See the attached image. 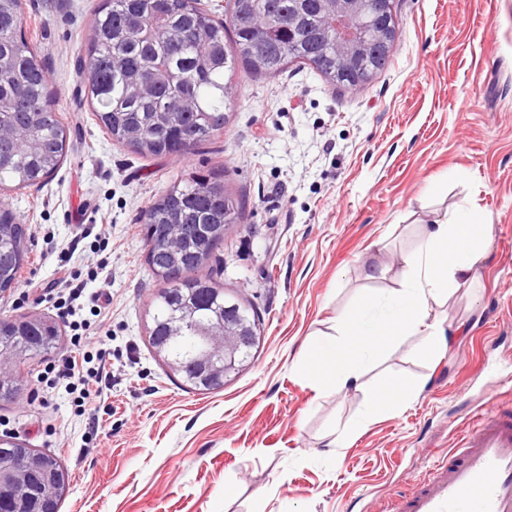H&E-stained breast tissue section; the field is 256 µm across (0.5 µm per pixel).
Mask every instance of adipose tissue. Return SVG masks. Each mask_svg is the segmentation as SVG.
<instances>
[{
  "label": "adipose tissue",
  "mask_w": 512,
  "mask_h": 512,
  "mask_svg": "<svg viewBox=\"0 0 512 512\" xmlns=\"http://www.w3.org/2000/svg\"><path fill=\"white\" fill-rule=\"evenodd\" d=\"M492 233V225L472 206L434 219L402 257L396 288L366 293L353 311L336 317L333 338L305 345L301 364L312 384L321 391L359 387L378 355L404 336L422 337L424 357L449 353L454 337L431 319L430 307L447 300L469 278ZM422 389L413 380L380 377L365 392L360 419L336 428L337 438L356 435L365 424L415 400Z\"/></svg>",
  "instance_id": "adipose-tissue-1"
}]
</instances>
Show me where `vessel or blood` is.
<instances>
[{"label": "vessel or blood", "instance_id": "vessel-or-blood-1", "mask_svg": "<svg viewBox=\"0 0 512 512\" xmlns=\"http://www.w3.org/2000/svg\"><path fill=\"white\" fill-rule=\"evenodd\" d=\"M385 512H512V406L479 408L461 448Z\"/></svg>", "mask_w": 512, "mask_h": 512}]
</instances>
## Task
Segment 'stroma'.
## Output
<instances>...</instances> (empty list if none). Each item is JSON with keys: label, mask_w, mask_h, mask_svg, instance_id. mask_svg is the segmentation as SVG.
Listing matches in <instances>:
<instances>
[{"label": "stroma", "mask_w": 512, "mask_h": 512, "mask_svg": "<svg viewBox=\"0 0 512 512\" xmlns=\"http://www.w3.org/2000/svg\"><path fill=\"white\" fill-rule=\"evenodd\" d=\"M100 0H25L23 27L71 129L59 170L37 187L0 190L28 227L29 262L0 316L57 326L55 350L25 363L23 396L0 402V436L51 454L70 475L60 512H381L386 497L455 443L448 421L512 403V0H394L389 66L345 90L308 65L274 76L237 71L221 136L184 156H143L98 126L78 70ZM212 177L240 222L204 275L252 308V356L206 393L149 343L163 283L149 269L142 217L172 181ZM473 205L494 233L476 278L433 306L457 327L449 354L420 357L405 336L376 371L423 381L408 407L348 441L362 390L321 392L299 368L311 336L366 287H396L402 256L445 211ZM374 266L385 279L369 281ZM81 286V318L111 335L112 385L98 424L64 388L40 392L70 329L41 303L62 278Z\"/></svg>", "instance_id": "35a3bbf8"}]
</instances>
